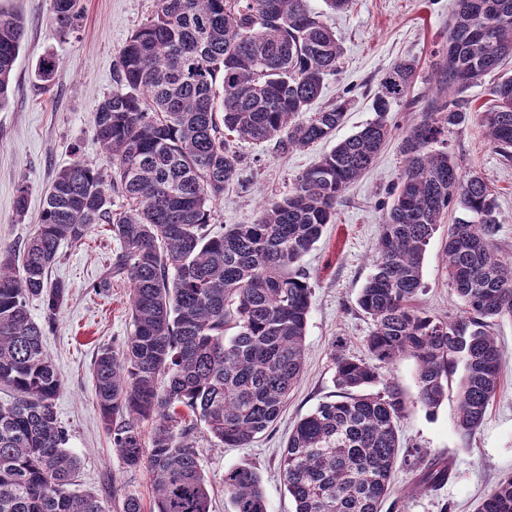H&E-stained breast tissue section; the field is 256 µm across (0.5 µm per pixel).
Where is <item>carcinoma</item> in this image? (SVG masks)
Listing matches in <instances>:
<instances>
[{
  "label": "carcinoma",
  "mask_w": 512,
  "mask_h": 512,
  "mask_svg": "<svg viewBox=\"0 0 512 512\" xmlns=\"http://www.w3.org/2000/svg\"><path fill=\"white\" fill-rule=\"evenodd\" d=\"M78 2L53 0L59 32L74 29ZM24 37L22 18L0 10V108ZM341 54L308 0H156L121 46L117 89L94 113L107 167L78 158L59 171L22 253L0 255V387L12 392L0 402V512H109L99 494L73 489L78 460L55 411L63 379L42 350L69 297L65 283L48 282L60 243L78 244L100 224L121 252L96 289L128 281L134 327L93 363L104 428L128 469L151 473L150 512H211L198 430L243 448L278 419L305 369L312 287L302 259L392 134L388 114L408 99L417 64L404 59L386 71L375 118L297 175L287 194L265 202L253 223L216 229L212 204L243 164L226 134L272 142L280 152L330 138L349 100L317 112L310 106ZM509 58L512 0H454L434 69L439 94L402 134L403 166L380 224L374 272L357 300L373 321L369 357H334L339 394L297 422L279 459L295 512H381L407 408L385 374L397 358L414 359L418 401L431 411L459 375L455 425L464 439L496 395L500 352L491 324L512 320V257L496 246L500 211L487 180L437 145L473 111L467 91ZM490 94L495 105L477 120L512 162V78ZM114 195L125 201L120 212L112 210ZM455 205L468 219L448 225L443 252L464 310L448 320L413 301L426 246ZM32 299L42 302L40 323L29 312ZM450 472V462L436 461L416 488L441 484ZM224 496L231 512H268L251 467L224 471ZM475 512H512V476Z\"/></svg>",
  "instance_id": "cac0c4a2"
}]
</instances>
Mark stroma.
<instances>
[{"label": "stroma", "mask_w": 512, "mask_h": 512, "mask_svg": "<svg viewBox=\"0 0 512 512\" xmlns=\"http://www.w3.org/2000/svg\"><path fill=\"white\" fill-rule=\"evenodd\" d=\"M324 12L343 47L339 70L329 76L317 107L349 95L351 107L333 138L288 153L272 144L239 143L244 158L241 182L231 183L213 206L215 224L253 223L268 197L287 194L296 175L373 119V97L381 76L397 60H415L412 96L428 100L437 93L432 72L436 52L448 30L452 0H353L343 13L326 11L323 0H310ZM18 12L25 40L13 73V92L0 109V248L19 249L36 229L44 194L56 173L76 159L103 164L94 133V109L115 87L117 53L126 39L155 9V0H79L74 30L58 33L53 0H0V9ZM55 55L58 67L50 83L37 77V65ZM395 128L372 167L344 194L336 221L303 259L313 288L305 344V372L290 392L272 431L257 435L248 447L227 448L198 434L197 450L211 497L212 512H230L224 497V471L254 467L262 479L268 512H294L281 482L278 463L295 424L316 406L332 399L333 349L362 358L364 338L373 328L357 305L361 288L374 271L379 226L392 202L391 191L402 166L399 142L418 110L398 104L391 114ZM448 151L465 170L480 173L494 191L503 224L497 236L501 252L512 256V163L502 160L487 142L476 119L469 118L448 135ZM28 188L25 215H17L20 186ZM449 212L426 248L423 290L416 305L431 314L456 318L462 304L448 282L442 250L448 226L465 218ZM120 242L98 228L80 244L62 242L49 281L68 285L70 295L43 350L61 372L64 384L55 400L57 417L70 435L69 450L80 460L76 487L93 491L119 512L124 496L152 498L148 470H127L112 451L95 400L92 361L107 346H118L133 330L130 285L113 283L109 291L95 286ZM493 331L501 348L499 388L482 425L470 441L455 428L454 400L428 410L417 400L416 368L411 357L393 362L387 374L407 400L399 426L407 464L397 467L382 512H474L502 478L512 475V321L503 319ZM450 459L448 481L424 492H412L425 461Z\"/></svg>", "instance_id": "obj_1"}]
</instances>
